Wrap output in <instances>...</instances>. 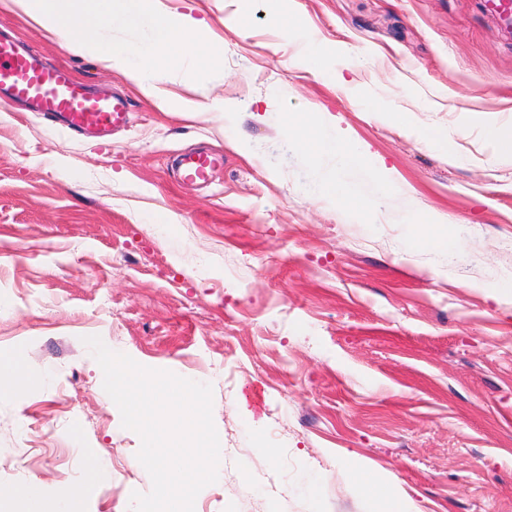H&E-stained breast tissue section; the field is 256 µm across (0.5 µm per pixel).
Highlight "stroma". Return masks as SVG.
<instances>
[{"instance_id": "1", "label": "stroma", "mask_w": 512, "mask_h": 512, "mask_svg": "<svg viewBox=\"0 0 512 512\" xmlns=\"http://www.w3.org/2000/svg\"><path fill=\"white\" fill-rule=\"evenodd\" d=\"M161 2L224 45L204 87L176 72L163 94L221 102L223 118L161 111L0 10V31L131 103L126 130L99 138L0 98V360L44 378L0 396V512H29V485L55 507L86 448L109 478L82 512H131L150 492L89 336L211 385L219 477L194 512H512V301L495 294L512 289V157L489 136L512 126V27L485 0H295L343 78L331 85L294 65L301 46L264 0L240 26L233 0ZM307 110L335 117L412 212L361 168L341 179L374 200L368 215L317 197L280 121ZM194 150L224 157L203 187L177 176ZM424 214L451 254L409 248Z\"/></svg>"}]
</instances>
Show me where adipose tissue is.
I'll return each instance as SVG.
<instances>
[{
	"label": "adipose tissue",
	"instance_id": "obj_1",
	"mask_svg": "<svg viewBox=\"0 0 512 512\" xmlns=\"http://www.w3.org/2000/svg\"><path fill=\"white\" fill-rule=\"evenodd\" d=\"M23 15L66 50L87 55L131 79L142 94L157 98L168 112L182 104L162 97L160 85L176 70L203 82L224 62V47L207 36L205 19L167 11L160 0H0ZM140 33L139 41L116 44L113 30ZM283 128L318 169L317 191L348 211L367 214L373 204L348 188L337 167H367L368 156L356 143L336 138L316 112L284 119Z\"/></svg>",
	"mask_w": 512,
	"mask_h": 512
}]
</instances>
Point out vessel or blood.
Wrapping results in <instances>:
<instances>
[{"mask_svg":"<svg viewBox=\"0 0 512 512\" xmlns=\"http://www.w3.org/2000/svg\"><path fill=\"white\" fill-rule=\"evenodd\" d=\"M74 131L108 133L127 126L130 103L124 97L98 98L63 66H49L14 42L0 40V92ZM222 156L189 152L180 163L181 182H207Z\"/></svg>","mask_w":512,"mask_h":512,"instance_id":"1","label":"vessel or blood"}]
</instances>
